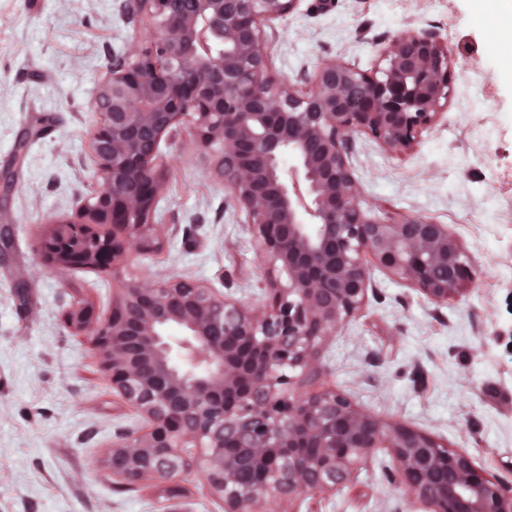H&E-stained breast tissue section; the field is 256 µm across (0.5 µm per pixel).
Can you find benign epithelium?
<instances>
[{
	"label": "benign epithelium",
	"mask_w": 512,
	"mask_h": 512,
	"mask_svg": "<svg viewBox=\"0 0 512 512\" xmlns=\"http://www.w3.org/2000/svg\"><path fill=\"white\" fill-rule=\"evenodd\" d=\"M294 0H140L153 33L113 61L91 137L102 185L75 220L55 223L39 254L56 268L117 269L155 248L161 140L188 125L224 178L267 265L269 304L247 309L195 281L123 283L112 314L67 316L91 337L120 397L150 424L102 453L127 484L172 483L197 471L224 512H270L282 501L356 479L389 448L410 498L430 512H512V493L470 457L318 390L321 344L362 306L366 256L430 300L471 279L446 224L380 222L363 209L347 163L355 133L392 152L412 148L453 94L451 53L433 32L401 33L372 74L328 60L299 92L269 73L261 23ZM260 479L243 486L246 466Z\"/></svg>",
	"instance_id": "obj_1"
}]
</instances>
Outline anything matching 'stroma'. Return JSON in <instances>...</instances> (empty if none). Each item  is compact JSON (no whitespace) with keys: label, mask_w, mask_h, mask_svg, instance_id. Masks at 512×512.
<instances>
[{"label":"stroma","mask_w":512,"mask_h":512,"mask_svg":"<svg viewBox=\"0 0 512 512\" xmlns=\"http://www.w3.org/2000/svg\"><path fill=\"white\" fill-rule=\"evenodd\" d=\"M129 0H0V512H224L204 477L177 496L157 481L126 486L101 462L146 420L104 375L91 343L67 322L76 304L105 319L122 282L191 279L248 308L265 306L267 269L247 216L189 127L160 143L157 249L118 271L46 265L39 241L76 218L99 174L89 140L94 102L114 59L151 30ZM275 77L313 87L327 60L371 73L403 32H435L452 52L455 92L410 150L354 134L348 164L364 207L380 220L420 215L448 225L473 279L429 300L369 261L359 312L321 347L325 384L383 420L466 452L512 489V12L480 0H295L263 22ZM390 449L356 481L304 495L282 512H427L407 498Z\"/></svg>","instance_id":"obj_1"}]
</instances>
